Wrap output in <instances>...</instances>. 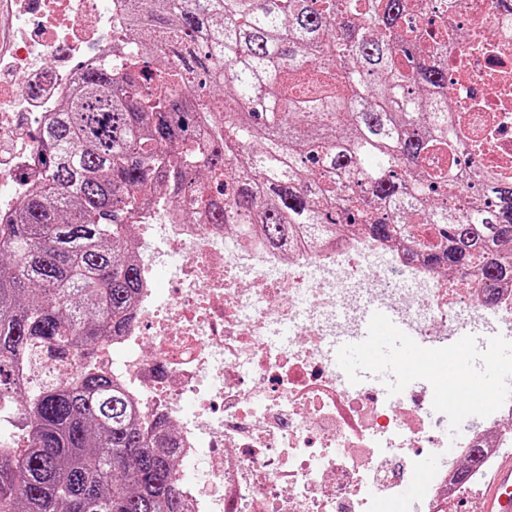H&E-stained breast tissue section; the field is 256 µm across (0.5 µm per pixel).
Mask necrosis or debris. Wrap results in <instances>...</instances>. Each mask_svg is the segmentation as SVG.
Masks as SVG:
<instances>
[{
  "label": "necrosis or debris",
  "mask_w": 512,
  "mask_h": 512,
  "mask_svg": "<svg viewBox=\"0 0 512 512\" xmlns=\"http://www.w3.org/2000/svg\"><path fill=\"white\" fill-rule=\"evenodd\" d=\"M423 11L427 54L445 58L448 103L460 135L481 131L476 151L452 172L512 174V0H453ZM22 31L0 56V139L18 114L46 122L88 61L133 40L130 0H15ZM450 32L440 42V26ZM39 145L0 163V215L9 216L41 179ZM187 202H145L133 243L142 282L136 318L94 350L97 367L150 420L172 429L186 512H446L463 483L455 473L480 449L486 472L512 448V401L470 418L455 454L439 459L414 498L406 480L432 449L447 447L448 419L432 408L430 384L391 399L336 378L328 346L349 332L347 316L373 297L409 320L432 347L487 316L512 333V282L487 293L467 269L431 264L402 241H375L341 227L326 243L276 250L235 225L198 216ZM185 255L168 290L156 282L168 252ZM384 255L383 271L368 254Z\"/></svg>",
  "instance_id": "4bbe7bcc"
}]
</instances>
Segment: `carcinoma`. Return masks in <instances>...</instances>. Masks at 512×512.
Masks as SVG:
<instances>
[{
	"label": "carcinoma",
	"mask_w": 512,
	"mask_h": 512,
	"mask_svg": "<svg viewBox=\"0 0 512 512\" xmlns=\"http://www.w3.org/2000/svg\"><path fill=\"white\" fill-rule=\"evenodd\" d=\"M412 0H151L134 45L38 130L43 182L0 221V512H183L169 435L89 358L140 284L128 215L160 183L271 247L362 224L492 292L512 280V177L448 175L447 69ZM193 94L195 104L187 102ZM211 122L208 140L197 126ZM224 185L209 197L195 175ZM72 363L56 379L40 356Z\"/></svg>",
	"instance_id": "obj_1"
}]
</instances>
